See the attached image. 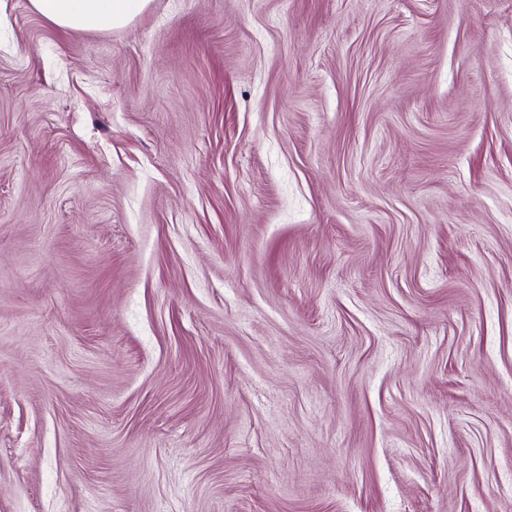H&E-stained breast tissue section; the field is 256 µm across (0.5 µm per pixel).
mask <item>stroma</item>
Instances as JSON below:
<instances>
[{
    "label": "stroma",
    "instance_id": "35a3bbf8",
    "mask_svg": "<svg viewBox=\"0 0 512 512\" xmlns=\"http://www.w3.org/2000/svg\"><path fill=\"white\" fill-rule=\"evenodd\" d=\"M0 512H512V0H0ZM151 0H30L33 10L66 30L120 29L142 16Z\"/></svg>",
    "mask_w": 512,
    "mask_h": 512
}]
</instances>
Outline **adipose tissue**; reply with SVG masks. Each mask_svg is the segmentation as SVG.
Wrapping results in <instances>:
<instances>
[{
  "label": "adipose tissue",
  "mask_w": 512,
  "mask_h": 512,
  "mask_svg": "<svg viewBox=\"0 0 512 512\" xmlns=\"http://www.w3.org/2000/svg\"><path fill=\"white\" fill-rule=\"evenodd\" d=\"M150 0H30L33 10L66 30L120 29L142 16Z\"/></svg>",
  "instance_id": "adipose-tissue-1"
}]
</instances>
